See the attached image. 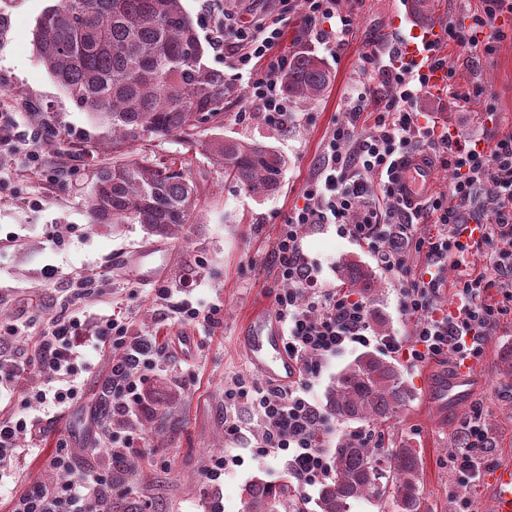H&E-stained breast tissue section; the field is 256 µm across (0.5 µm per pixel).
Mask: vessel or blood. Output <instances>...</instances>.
<instances>
[{
	"label": "vessel or blood",
	"mask_w": 512,
	"mask_h": 512,
	"mask_svg": "<svg viewBox=\"0 0 512 512\" xmlns=\"http://www.w3.org/2000/svg\"><path fill=\"white\" fill-rule=\"evenodd\" d=\"M441 29L436 25H414L396 41L390 52L399 61L412 64L420 72L429 74L430 84L444 86L446 75L432 69L426 47L440 40ZM436 170L429 154L416 153L405 163L399 183L404 198L420 202L428 193ZM166 247L118 253L113 257L116 266L131 270L136 279L145 285L163 277L166 270ZM243 346L249 363L268 382L285 387L298 377V366L286 350L285 330L277 318L264 311L256 312L247 322L243 331ZM476 379L475 370L462 366L456 369L448 383L442 384L431 394L435 406L468 395ZM490 494L491 512H512V464L495 469L486 479Z\"/></svg>",
	"instance_id": "1"
}]
</instances>
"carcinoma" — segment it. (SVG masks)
I'll return each instance as SVG.
<instances>
[{"mask_svg": "<svg viewBox=\"0 0 512 512\" xmlns=\"http://www.w3.org/2000/svg\"><path fill=\"white\" fill-rule=\"evenodd\" d=\"M34 44L74 106L94 118L99 133L81 135L84 151L110 148L119 156L139 142L177 136L248 193L278 191L285 161L273 147L200 138L198 129L223 114L224 99L236 88L204 62L205 47L182 0H58L38 20ZM330 83L323 59L313 54L293 58L283 75L284 93L301 100L320 98ZM195 210L196 187L173 162L117 160L95 172L88 195L90 223L140 224L163 238L191 223ZM338 273L377 315L375 272L345 260ZM411 397L397 367L368 351L338 374L326 409L338 421L369 428L394 419ZM331 469L319 491L320 512H350L358 499L390 504L395 512H432L423 495L422 458L406 443L381 453L369 431L345 437ZM245 496L246 512H305L290 481L270 485L257 478Z\"/></svg>", "mask_w": 512, "mask_h": 512, "instance_id": "carcinoma-1", "label": "carcinoma"}]
</instances>
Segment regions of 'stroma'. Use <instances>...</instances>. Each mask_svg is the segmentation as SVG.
I'll use <instances>...</instances> for the list:
<instances>
[{"mask_svg": "<svg viewBox=\"0 0 512 512\" xmlns=\"http://www.w3.org/2000/svg\"><path fill=\"white\" fill-rule=\"evenodd\" d=\"M56 0H0V114L14 119L0 141V326L17 325L6 353L24 356L44 316L62 311L74 274L103 280L104 295L92 301L93 315L127 318L131 332L156 343L164 352L161 370L149 380V405L129 423L141 448L138 468L128 483V502L136 512H244L243 489L253 479L280 483L288 463L285 457L258 458L252 453L261 425L243 406L234 407L246 424L242 438L224 432V384L245 376L262 382L248 362L242 345L244 327L257 310L274 312L272 292L280 288L270 252L290 210L301 200L314 175L323 138L344 117L351 91L360 83L370 90V105L384 102L389 88L382 79L365 80L363 58L371 51L386 52L413 22L407 0H341L352 9V32L336 45H325L300 18L286 27L282 54L321 57L331 74L326 94L316 101L289 99L283 125L268 124L252 111L245 95L248 73L237 74L224 65V55L211 49L213 21L208 0H183L202 43L208 44V66L223 71L239 93L224 102V120L218 136L255 140L274 147L286 160L279 191L271 196L248 194L225 179L198 154L188 152L178 137L132 146L126 158L138 161L185 163L197 189V208L191 224L171 238L167 271L155 285H141L112 257L157 244L158 239L138 224H93L86 212L93 171L111 163V153L91 158L77 152L78 135L90 130L91 120L78 110L40 62L33 41L36 24ZM482 39L492 46L489 55L465 58L453 43L439 45L454 71L459 91L481 89L470 101L455 100L442 90L422 98L419 108L438 127L453 128L478 137L489 123L501 133L512 131V19L485 29ZM249 119H241V112ZM59 134L47 136L44 123ZM304 250L321 268L322 279L340 286L337 266L347 258L373 265L367 245L339 237L331 224L311 226ZM383 288L377 308L386 333L406 337L411 322L398 302L400 283L380 274ZM174 288L193 303L219 304L222 325L207 330L198 323L178 321L169 304L155 300L157 288ZM512 348V316L489 336L479 381L468 398L437 410L430 392L449 375L445 365L427 362L398 368L414 391L413 400L390 423L384 447L405 441L424 460V492L434 512H450L452 489L448 450L473 402H483L494 436L493 465L512 463V399L505 392L512 380L500 371V355ZM119 349L104 351L91 372L84 374L82 402L45 423L37 450L28 437L17 445L27 451L20 470L0 479V512H12L13 501L31 481H59L47 460L60 440L76 452L78 470L106 465L94 452L95 425L102 418L101 395L113 357ZM239 456L219 484L203 476L209 456L217 451Z\"/></svg>", "mask_w": 512, "mask_h": 512, "instance_id": "stroma-1", "label": "stroma"}]
</instances>
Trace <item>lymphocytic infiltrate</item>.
I'll return each mask as SVG.
<instances>
[{
  "label": "lymphocytic infiltrate",
  "mask_w": 512,
  "mask_h": 512,
  "mask_svg": "<svg viewBox=\"0 0 512 512\" xmlns=\"http://www.w3.org/2000/svg\"><path fill=\"white\" fill-rule=\"evenodd\" d=\"M271 21L247 22L224 12L218 18L215 49L233 39L232 67L253 73L257 61L270 62L254 75L247 90L267 122L276 124L288 112L280 75L286 57H274L291 17L298 16L321 38L349 34L354 14L339 0H278ZM512 15V0H482L481 11L467 26L448 24L445 31L467 55L490 53L481 34L499 19ZM363 70L388 84L390 95L374 114L369 131L360 122L367 109L365 89L352 94L343 120L325 135L316 174L306 184L302 202L289 212L274 249L282 283L274 294L275 315L286 331L287 350L299 366L297 380L281 388L245 378L224 386L225 399L243 404L264 425L255 448L260 456L287 455L297 487L329 478L327 418L309 396V382L323 364L351 346L377 345L410 366L450 359L480 364L484 345L500 321L512 314V133L487 130L472 139L458 131L437 132L421 123L419 99L428 94L429 77L395 64L378 52L363 59ZM428 146L433 161L452 178L445 192L427 196L418 206L406 204L396 187L397 173L407 156ZM480 200L482 218L468 222L462 205ZM434 214L433 226L418 222L422 212ZM314 224H333L341 236L368 246L377 266L400 283L399 305L413 320L409 340L376 335L367 304L352 293L321 283L303 248L304 231ZM481 253L483 267L472 272L468 257ZM451 290L452 305L438 299ZM91 282L79 281L67 301V314L44 318L25 359L0 358V390L13 391L21 372L35 369L40 381L24 388L21 409L0 415V475L18 469L16 441L40 434L35 407L63 410L84 397L81 373L89 371V352L106 344L122 349L113 361L105 387L109 421L98 431L108 458L134 454L128 417L145 400L143 384L163 362L161 352L130 336L126 322L105 317L87 319L85 306L97 297ZM491 436L483 407H473L457 444L448 454V469L458 486L480 482L490 468ZM62 481L31 482L14 501L12 512H90V500L111 501L123 494L111 468L77 471L73 454L59 445L49 458Z\"/></svg>",
  "instance_id": "1"
}]
</instances>
